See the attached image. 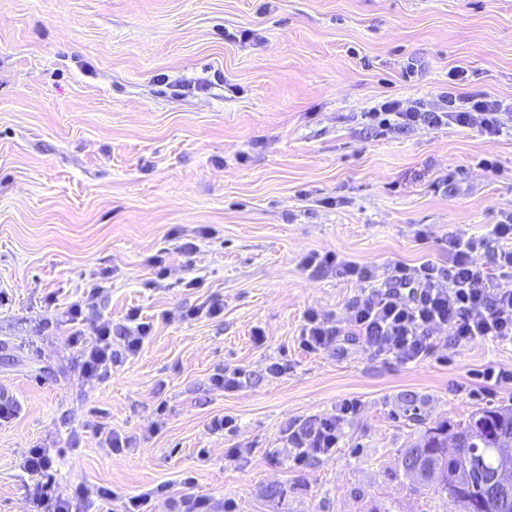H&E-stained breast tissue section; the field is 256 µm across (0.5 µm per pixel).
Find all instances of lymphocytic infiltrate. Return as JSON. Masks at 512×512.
<instances>
[{"instance_id": "obj_1", "label": "lymphocytic infiltrate", "mask_w": 512, "mask_h": 512, "mask_svg": "<svg viewBox=\"0 0 512 512\" xmlns=\"http://www.w3.org/2000/svg\"><path fill=\"white\" fill-rule=\"evenodd\" d=\"M368 124L383 130L419 125L478 126L491 136L512 131V107L484 94L447 96L432 105L393 98L364 113ZM497 249H490V242ZM448 261H431L411 269L393 265L386 279L374 268L335 257L305 256L304 266L333 267L338 275L364 282L349 305L348 327L309 311L300 332V345L318 353L340 342H355L370 353L402 363L416 362L432 349L435 333L447 331L453 345L488 338L512 342V212L493 225L490 236L448 235ZM491 250L490 269L475 265L474 254ZM359 402L346 400L335 416L313 419L306 428L291 433L295 463L331 454L341 438L340 426L355 416ZM25 469L36 478L32 502L44 512H72L86 501L87 488L77 487L74 500L56 496L51 460L43 448L30 449Z\"/></svg>"}]
</instances>
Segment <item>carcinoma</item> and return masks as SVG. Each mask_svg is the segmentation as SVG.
Listing matches in <instances>:
<instances>
[{"label":"carcinoma","instance_id":"carcinoma-1","mask_svg":"<svg viewBox=\"0 0 512 512\" xmlns=\"http://www.w3.org/2000/svg\"><path fill=\"white\" fill-rule=\"evenodd\" d=\"M512 428V408H482L470 413L464 423L451 430L435 429L428 433L418 447L443 463L441 480L431 484L434 489L447 493L461 507L462 512H512V503L489 495L476 481L458 482V473L466 465L483 472H491L501 462L500 446ZM464 436L467 447L462 455L445 452L448 440Z\"/></svg>","mask_w":512,"mask_h":512}]
</instances>
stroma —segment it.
<instances>
[{
  "instance_id": "obj_1",
  "label": "stroma",
  "mask_w": 512,
  "mask_h": 512,
  "mask_svg": "<svg viewBox=\"0 0 512 512\" xmlns=\"http://www.w3.org/2000/svg\"><path fill=\"white\" fill-rule=\"evenodd\" d=\"M453 67L456 93L512 102V0H0V512H32L37 445L56 494L107 487L113 512L144 493L153 512H460L401 459L512 407V383L474 377L512 370V344L441 334L408 364L299 345L308 311L345 322L363 288L305 255L441 262L449 232L512 211V135L362 118L435 102ZM133 313L151 332L131 355ZM104 322L115 358L89 375ZM352 398L337 450L295 464L289 433Z\"/></svg>"
}]
</instances>
